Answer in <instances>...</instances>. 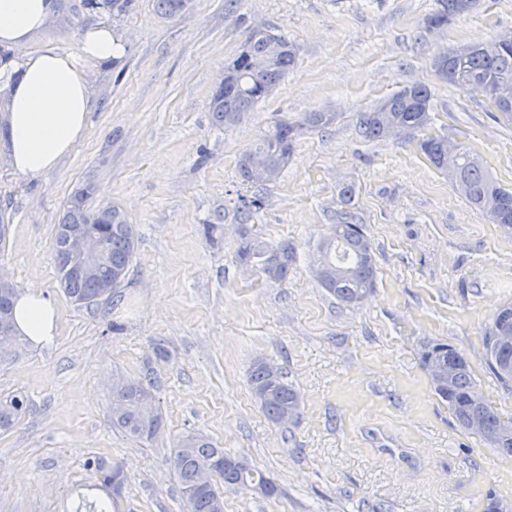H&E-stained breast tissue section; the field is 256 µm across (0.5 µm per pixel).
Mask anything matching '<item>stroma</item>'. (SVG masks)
I'll return each instance as SVG.
<instances>
[{
	"mask_svg": "<svg viewBox=\"0 0 512 512\" xmlns=\"http://www.w3.org/2000/svg\"><path fill=\"white\" fill-rule=\"evenodd\" d=\"M442 0H191L167 18L156 0L110 17L62 0L28 48L78 53L87 27L104 25L128 49L116 67L87 62L92 111L83 140L38 178L16 174L0 129V209L10 214L0 272L16 289L40 287L59 313L44 346L0 349V397L22 393L28 411L0 431V512H74L95 485L86 463H120V512H183L171 466L176 439L199 433L247 458L277 496L228 489L224 512H485L512 504V456L464 431L435 394L420 355L443 342L503 419L512 390L490 372L484 332L512 303V234L472 208L409 134L368 140L360 113L411 84L431 92L424 136L478 154L512 189V122L483 94L441 79L435 58L512 32V0H479L443 29L424 26ZM281 31L298 64L243 122L219 130L207 103L225 65L255 27ZM332 112L303 132L287 167L261 189L244 185L243 151L274 119ZM95 204L120 207L138 246L121 300L72 303L59 285L53 242L63 208L85 181ZM352 186L351 209L371 240L375 290L341 306L310 258ZM260 195L254 219L266 241L294 246L280 284L235 260L237 207ZM222 234L208 241L203 227ZM169 351L156 360L153 342ZM260 361L286 372L300 413L271 423L248 377ZM153 370L163 427L151 441L112 425V379Z\"/></svg>",
	"mask_w": 512,
	"mask_h": 512,
	"instance_id": "stroma-1",
	"label": "stroma"
}]
</instances>
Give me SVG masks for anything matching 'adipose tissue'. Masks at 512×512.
<instances>
[{"mask_svg": "<svg viewBox=\"0 0 512 512\" xmlns=\"http://www.w3.org/2000/svg\"><path fill=\"white\" fill-rule=\"evenodd\" d=\"M55 10V0H0V43L24 52L16 71H0V92L9 100L8 162L29 178L53 170L84 135L91 108L85 62L117 58L127 50L110 28L93 26L81 37L79 55L51 47L27 52L30 34ZM14 322L16 334L38 346L55 336L58 316L41 289L28 287L15 298Z\"/></svg>", "mask_w": 512, "mask_h": 512, "instance_id": "adipose-tissue-1", "label": "adipose tissue"}]
</instances>
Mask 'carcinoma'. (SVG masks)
<instances>
[{"mask_svg":"<svg viewBox=\"0 0 512 512\" xmlns=\"http://www.w3.org/2000/svg\"><path fill=\"white\" fill-rule=\"evenodd\" d=\"M88 9H106L121 13L131 0H82ZM160 11L168 17L181 15L189 0H156ZM441 10L426 19V28L440 29L467 11V0H442ZM249 56L236 57L231 67L232 79L224 92L210 96L208 112L212 125L226 130L240 124L246 114L268 98L281 80L297 64V50L288 38L273 30L261 37L248 33ZM262 58L265 66L258 68L253 59ZM447 71L440 77L462 89L476 83H512V41L475 42L461 55L458 49L445 54ZM430 95L420 85H407L380 101L371 111L360 115V128L369 139L388 138L396 127L419 131L431 120ZM336 116L330 112H309L300 121L277 118L261 132L251 148L239 159L238 170L248 185L266 186L254 162L259 161L281 174L291 158L294 143L308 128H327ZM419 148L430 162L448 174L453 187L467 202L478 209L487 220L506 233L512 232V190L505 189L487 173L482 162L469 149L448 139L432 136L422 139ZM96 186L87 182L77 188L73 197L80 203L67 202L57 225L53 244V260L60 285L74 303L86 307L99 303L97 296L115 299L127 279L137 247L134 225L125 213L112 205L92 206ZM263 206L262 197H242L238 207L239 234L236 258L240 264L259 270L272 283L288 279L295 263V249L288 243L269 244L252 229L250 222ZM68 224H82L93 234L107 240V256L100 274L89 279L70 274L69 256L62 240ZM315 276L323 288L345 306L355 307L375 288L377 269L373 248L364 233L363 221L351 210L336 214V224L317 247ZM17 289L0 287V319H12L13 297ZM496 336H512V304L500 308L486 329L485 347L489 364L504 385L512 383V347L502 348L494 342ZM421 360L424 366L438 360L447 365L443 383H432L435 393L448 402V409L459 426L480 436L489 446L503 455L512 456V435L498 437L499 431H512V419H502L485 401L471 378L467 359L446 343L424 345ZM251 393L267 419L275 424L282 415L299 414L300 394L288 377L274 364L258 362L249 376ZM155 378L148 373L138 379L117 376L112 382V425L139 440L154 438L163 426L162 415L153 410L142 413L145 406H154ZM28 409L22 395L0 398V430H8ZM96 473L99 486L116 488L106 493L104 500H89L78 496L75 512H119V500L126 477L122 468L104 457L87 462ZM182 490L185 512H224V497L219 484L235 488L247 481L259 488L260 494L272 497L277 486L245 458L232 455L210 440L196 435L182 436L172 457Z\"/></svg>","mask_w":512,"mask_h":512,"instance_id":"obj_1","label":"carcinoma"}]
</instances>
